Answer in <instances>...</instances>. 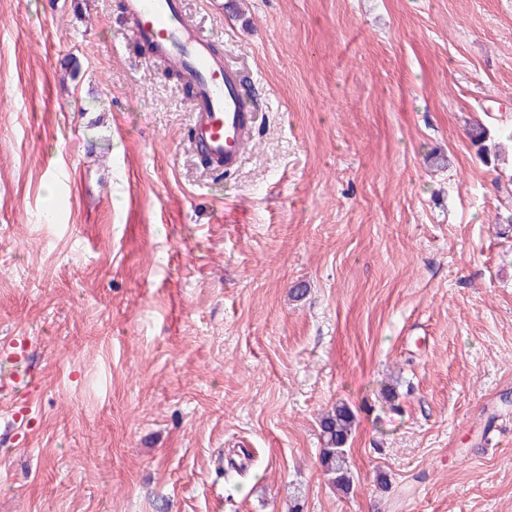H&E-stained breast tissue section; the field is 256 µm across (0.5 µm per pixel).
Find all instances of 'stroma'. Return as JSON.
I'll return each instance as SVG.
<instances>
[{
    "instance_id": "stroma-1",
    "label": "stroma",
    "mask_w": 512,
    "mask_h": 512,
    "mask_svg": "<svg viewBox=\"0 0 512 512\" xmlns=\"http://www.w3.org/2000/svg\"><path fill=\"white\" fill-rule=\"evenodd\" d=\"M185 9L221 175L125 0H0V512H512V0ZM183 0H128L134 41L157 47L165 63L195 89L189 139L214 171L229 172L253 135L258 103L244 76L216 54L183 10ZM354 423L353 412L345 405H336L333 413L322 420V466L333 473L334 483L344 493L350 491L353 477L348 466L346 448Z\"/></svg>"
}]
</instances>
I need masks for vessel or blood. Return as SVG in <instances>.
<instances>
[{
	"instance_id": "vessel-or-blood-1",
	"label": "vessel or blood",
	"mask_w": 512,
	"mask_h": 512,
	"mask_svg": "<svg viewBox=\"0 0 512 512\" xmlns=\"http://www.w3.org/2000/svg\"><path fill=\"white\" fill-rule=\"evenodd\" d=\"M127 10L130 37L157 47L195 89L191 144L213 170L231 171L244 155L258 112L243 75L213 51L212 40L189 20L183 0H128Z\"/></svg>"
}]
</instances>
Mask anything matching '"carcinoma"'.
I'll list each match as a JSON object with an SVG mask.
<instances>
[{
  "label": "carcinoma",
  "instance_id": "1",
  "mask_svg": "<svg viewBox=\"0 0 512 512\" xmlns=\"http://www.w3.org/2000/svg\"><path fill=\"white\" fill-rule=\"evenodd\" d=\"M469 137L472 145L477 147L479 155L488 159V154L499 152L500 144L488 145L490 135L487 128L475 125L470 128ZM354 423L353 412L344 405H338L333 413L322 420L321 435L323 438L322 466L334 474L336 486L347 493L350 491L353 477L348 466L347 443Z\"/></svg>",
  "mask_w": 512,
  "mask_h": 512
}]
</instances>
